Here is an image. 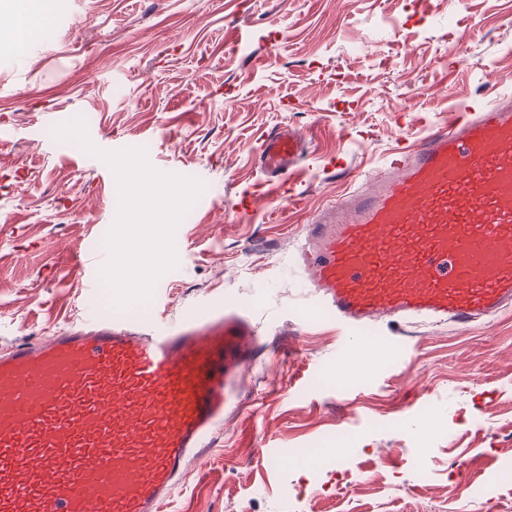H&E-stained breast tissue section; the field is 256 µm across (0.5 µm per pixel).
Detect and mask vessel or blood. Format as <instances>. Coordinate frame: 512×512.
Listing matches in <instances>:
<instances>
[{
	"instance_id": "1",
	"label": "vessel or blood",
	"mask_w": 512,
	"mask_h": 512,
	"mask_svg": "<svg viewBox=\"0 0 512 512\" xmlns=\"http://www.w3.org/2000/svg\"><path fill=\"white\" fill-rule=\"evenodd\" d=\"M299 138L268 133L270 194ZM303 226L292 272L353 328L512 309V95L475 98ZM261 332L230 303L161 326L89 314L0 351V512H162L239 396Z\"/></svg>"
}]
</instances>
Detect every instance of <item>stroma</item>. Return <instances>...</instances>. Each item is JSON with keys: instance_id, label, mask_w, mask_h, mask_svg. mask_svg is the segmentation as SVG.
<instances>
[{"instance_id": "1", "label": "stroma", "mask_w": 512, "mask_h": 512, "mask_svg": "<svg viewBox=\"0 0 512 512\" xmlns=\"http://www.w3.org/2000/svg\"><path fill=\"white\" fill-rule=\"evenodd\" d=\"M24 51L0 26V349L83 321L106 290L100 253L114 175L53 126L82 116L105 150L146 147L158 170L207 185L175 237L179 265L133 323L233 300L266 348L240 406L164 512H512L470 497L512 456V311L488 324L348 328L309 306L289 252L302 224L422 122L512 94V0H52ZM285 123L303 152L268 194L255 156ZM406 411H399V403ZM346 459L282 462L287 448ZM432 459L424 480L416 473Z\"/></svg>"}]
</instances>
